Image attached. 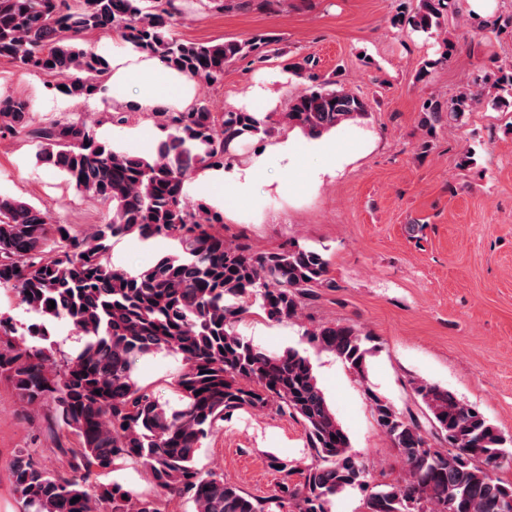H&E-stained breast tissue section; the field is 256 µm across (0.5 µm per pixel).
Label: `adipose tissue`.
<instances>
[{
  "instance_id": "obj_1",
  "label": "adipose tissue",
  "mask_w": 512,
  "mask_h": 512,
  "mask_svg": "<svg viewBox=\"0 0 512 512\" xmlns=\"http://www.w3.org/2000/svg\"><path fill=\"white\" fill-rule=\"evenodd\" d=\"M105 95L113 105L136 102L139 111H179L192 105L194 83L184 75L165 67L158 59L135 50L115 55L112 72L105 82ZM296 150L294 135L281 136L252 154L244 163L198 170L193 187L207 188L216 183L232 186L238 194L257 191L270 157L293 163Z\"/></svg>"
}]
</instances>
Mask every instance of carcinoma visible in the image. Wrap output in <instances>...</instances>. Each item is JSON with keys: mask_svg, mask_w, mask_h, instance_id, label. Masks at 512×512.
Listing matches in <instances>:
<instances>
[{"mask_svg": "<svg viewBox=\"0 0 512 512\" xmlns=\"http://www.w3.org/2000/svg\"><path fill=\"white\" fill-rule=\"evenodd\" d=\"M452 3L418 0L415 14H396L392 26L406 21L427 32L440 26ZM178 16L175 0H0V57L62 77L59 93L78 102L103 91L111 71L105 53L78 43L85 32H113L209 83L238 60L268 58L270 39L263 35L180 41L171 33ZM310 79L316 85L293 97L276 120L244 109L218 114L202 103L157 112L166 138L151 158L112 147L83 121L37 123L29 100L0 98L1 140L26 133L37 143L39 163L112 205L110 219L80 235L0 194V288L14 290L45 320L69 319L84 337L59 369L45 349L3 340L12 326L0 317V374L26 404L52 403L57 423L78 439V447L64 450L68 478L48 471L29 450L16 452L11 481L23 512H163L156 498L118 482L89 490L90 475L129 460L141 463L169 496L192 503L193 512H330L333 499L355 486L364 492L361 512H512V481L497 476L512 463V439L452 392L415 380L414 411L368 391L374 420L405 466L401 478L381 481L354 453L304 351L270 352L236 329L255 306L269 321L298 318L316 289L334 287L328 260L296 242L263 253L226 242L224 214L190 201L185 182L201 166L224 165L241 142L270 135L274 123L313 135L368 112L361 96ZM482 83L494 90L492 107H512V71L501 69ZM482 96L466 90L446 113L429 99L422 126L430 133L445 116L457 121ZM127 236L169 239L178 252L130 274L109 262L112 240ZM304 340L367 379L373 337L357 326L320 324ZM160 350L185 362L177 409L163 406L133 377L137 359ZM269 407L302 421L310 462L276 461L285 476L298 474L301 481L285 480L271 499L260 500L203 473L197 457L230 413Z\"/></svg>", "mask_w": 512, "mask_h": 512, "instance_id": "cac0c4a2", "label": "carcinoma"}]
</instances>
